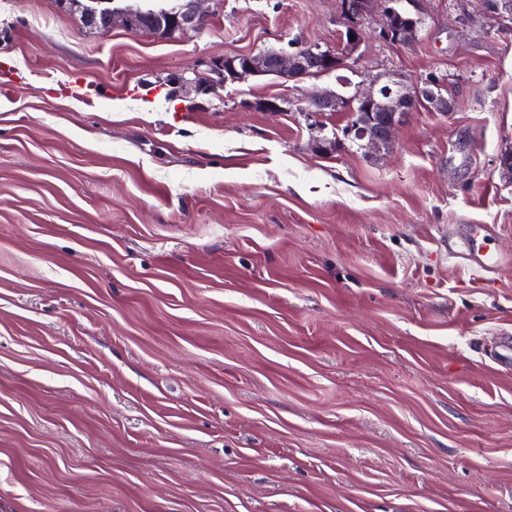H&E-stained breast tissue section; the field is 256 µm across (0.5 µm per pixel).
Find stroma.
Instances as JSON below:
<instances>
[{
    "label": "stroma",
    "instance_id": "obj_1",
    "mask_svg": "<svg viewBox=\"0 0 512 512\" xmlns=\"http://www.w3.org/2000/svg\"><path fill=\"white\" fill-rule=\"evenodd\" d=\"M417 41L207 88L225 58L341 46V0H203L196 33L0 0V512H512V20L419 0ZM444 79L393 145L296 111ZM288 102L272 113L269 99ZM81 9L82 22L87 28L96 33L103 32L104 28H109V31L112 29V8L84 5ZM304 109L315 114H326V112H342L344 107L336 100V96L330 93H314L304 99ZM490 234L491 232L488 225H479L477 227V235H481L482 242L478 241V239H476L471 233L469 240H461L462 247L464 248L462 252L455 249V244L448 243V254H465L468 256L470 264L477 272L494 271L500 266L509 263L511 258L491 249L488 244L484 243L486 237L490 236Z\"/></svg>",
    "mask_w": 512,
    "mask_h": 512
}]
</instances>
